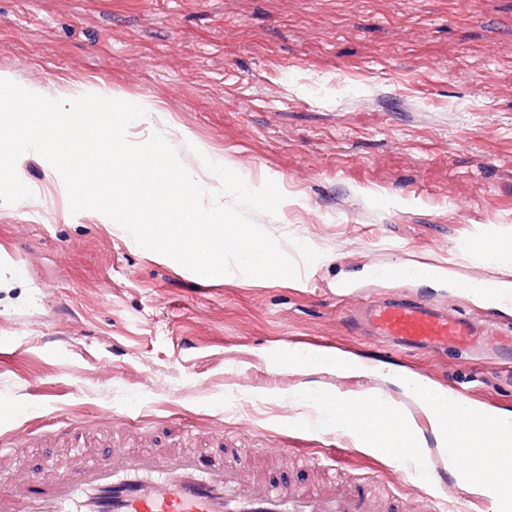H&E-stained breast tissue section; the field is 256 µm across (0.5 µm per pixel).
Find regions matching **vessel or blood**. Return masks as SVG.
Listing matches in <instances>:
<instances>
[{
  "label": "vessel or blood",
  "mask_w": 512,
  "mask_h": 512,
  "mask_svg": "<svg viewBox=\"0 0 512 512\" xmlns=\"http://www.w3.org/2000/svg\"><path fill=\"white\" fill-rule=\"evenodd\" d=\"M366 275L440 288L455 284L446 268L401 261L369 265ZM469 294L491 307H512V287L479 284ZM352 321L365 335L398 350H459L480 357L512 354V323H483L423 300H374L360 307ZM472 433L512 443V421L498 419L485 408L471 412L466 421L449 420L452 438ZM444 453L465 460L472 481L497 473L495 494L512 504V472L502 470L499 460L454 441ZM0 512H368V494L328 486L315 494L287 495L259 481L244 482L240 468L220 457L111 450L101 456L75 453L69 469L54 479L27 475L20 485L0 484Z\"/></svg>",
  "instance_id": "b4317fda"
}]
</instances>
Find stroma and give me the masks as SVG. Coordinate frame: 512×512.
Returning a JSON list of instances; mask_svg holds the SVG:
<instances>
[{
	"label": "stroma",
	"mask_w": 512,
	"mask_h": 512,
	"mask_svg": "<svg viewBox=\"0 0 512 512\" xmlns=\"http://www.w3.org/2000/svg\"><path fill=\"white\" fill-rule=\"evenodd\" d=\"M0 71L54 99L106 89L152 109L130 141L165 133L206 189L220 186L206 157L250 187L274 181L285 199L257 221L302 273L200 277L100 212H71L57 171L22 155L32 196L0 203V248L25 263L0 286L12 351L0 407L27 411L0 423V442L18 429L30 442L0 470L56 474L77 448H248V478L289 492L367 483L371 512H494L455 484L423 486L393 456L297 425L282 398L371 388L410 404L395 378L274 372L264 357L311 338L392 359L345 324L384 295L495 318L464 294L365 269L407 259L512 281V259L466 248L490 226L512 236V0H0ZM407 361L512 412L510 358ZM65 420L82 438L54 437Z\"/></svg>",
	"instance_id": "obj_1"
}]
</instances>
